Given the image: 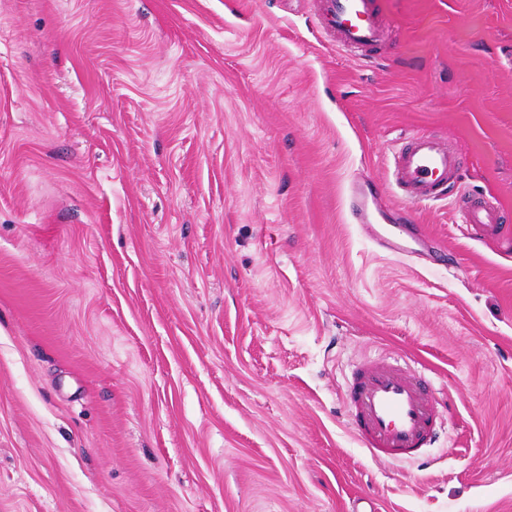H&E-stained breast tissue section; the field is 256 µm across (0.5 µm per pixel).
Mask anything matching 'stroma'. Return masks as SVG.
I'll return each mask as SVG.
<instances>
[{
  "label": "stroma",
  "mask_w": 512,
  "mask_h": 512,
  "mask_svg": "<svg viewBox=\"0 0 512 512\" xmlns=\"http://www.w3.org/2000/svg\"><path fill=\"white\" fill-rule=\"evenodd\" d=\"M375 3L353 57L313 0H0V512H512V249L347 217L427 131L512 225V0ZM386 352L450 402L426 463L350 429ZM375 181H359L352 184L348 191V212L353 224L367 226L375 246L385 252L400 257H412L416 251H427L431 262L451 261L450 254H446L426 234H415L406 224H374L377 217H382L386 211L392 209ZM371 226H370V225ZM385 226V227H374ZM408 239L416 246L409 247Z\"/></svg>",
  "instance_id": "1"
}]
</instances>
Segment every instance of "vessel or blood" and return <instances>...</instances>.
<instances>
[{"label":"vessel or blood","mask_w":512,"mask_h":512,"mask_svg":"<svg viewBox=\"0 0 512 512\" xmlns=\"http://www.w3.org/2000/svg\"><path fill=\"white\" fill-rule=\"evenodd\" d=\"M320 26L331 31L344 50L363 51L377 45L384 34L375 0H323ZM462 177L457 153L445 138L419 132L393 155L387 177L398 200L408 208L422 209L447 198ZM464 224L482 240L512 241V226L502 221L500 206L475 205L457 199ZM387 197L376 182L359 181L348 191L352 223L370 226L375 246L400 257L426 251L433 262L446 253L423 233L403 224L376 226L377 217L389 211ZM342 401L349 411L350 427L367 455L375 461L415 460L423 448L440 436L439 402L434 390L420 376L395 360L382 357L360 362L353 370Z\"/></svg>","instance_id":"obj_1"}]
</instances>
